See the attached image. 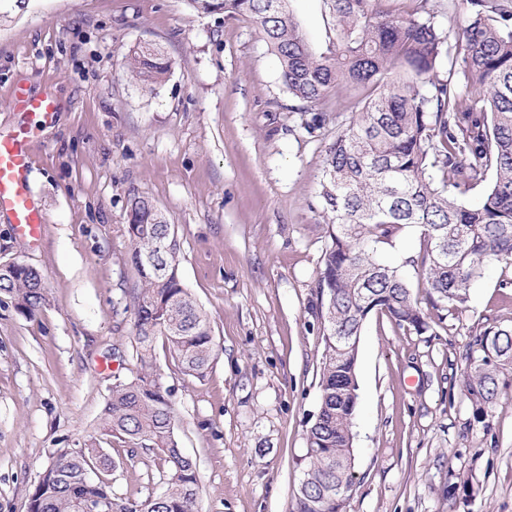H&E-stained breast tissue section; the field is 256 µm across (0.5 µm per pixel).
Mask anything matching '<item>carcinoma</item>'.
<instances>
[{
  "label": "carcinoma",
  "mask_w": 512,
  "mask_h": 512,
  "mask_svg": "<svg viewBox=\"0 0 512 512\" xmlns=\"http://www.w3.org/2000/svg\"><path fill=\"white\" fill-rule=\"evenodd\" d=\"M334 18L332 48L315 55L288 0H188L204 13L253 19L273 48L288 93L313 106L354 91L362 107L325 151L318 203L329 243L317 279L323 321L319 409L306 431V453L294 512H338L336 499L354 481L350 435L358 404L357 348L338 336H359L367 316L385 314L400 328H430L400 268L381 260L403 230L420 232L407 263L418 270L426 300L463 311L469 289L491 262L512 265V0H466L468 17L455 42L459 78H439L448 35L434 0H325ZM127 72L154 89L170 62L149 46L124 57ZM329 115L300 123L309 136ZM476 204L463 196L478 184ZM134 328L140 369L115 377L96 434L59 455L57 469L39 479L28 512H84L105 501L112 512H197L196 465L178 445L175 413L156 371L154 343L162 339L180 370L206 375L214 356L213 328L179 275L180 245L172 225L148 197L129 196ZM0 293L33 314L48 301L40 272L11 265L0 272ZM480 351V356L473 355ZM463 392L473 421L496 403L500 375L512 369V327L490 318L473 331ZM118 440L161 454L165 490L142 502L112 492L103 473L115 462L102 443ZM471 477L453 473L448 496L467 494Z\"/></svg>",
  "instance_id": "cac0c4a2"
}]
</instances>
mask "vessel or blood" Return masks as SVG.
I'll return each instance as SVG.
<instances>
[{"mask_svg": "<svg viewBox=\"0 0 512 512\" xmlns=\"http://www.w3.org/2000/svg\"><path fill=\"white\" fill-rule=\"evenodd\" d=\"M12 98L23 119L11 131L0 133V214H8L15 236L31 244L41 240L45 222L28 181L31 142L37 123L49 122L58 104L52 94H32L21 82L13 86Z\"/></svg>", "mask_w": 512, "mask_h": 512, "instance_id": "obj_1", "label": "vessel or blood"}]
</instances>
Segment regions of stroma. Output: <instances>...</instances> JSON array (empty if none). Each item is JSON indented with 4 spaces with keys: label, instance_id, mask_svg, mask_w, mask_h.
<instances>
[{
    "label": "stroma",
    "instance_id": "35a3bbf8",
    "mask_svg": "<svg viewBox=\"0 0 512 512\" xmlns=\"http://www.w3.org/2000/svg\"><path fill=\"white\" fill-rule=\"evenodd\" d=\"M289 8L326 52L325 0ZM144 43L171 62L154 91L121 69L123 53ZM19 79L60 108L32 140L40 246L0 216V263L36 268L49 289L30 315L0 294V512H28L48 462L96 428L113 375L139 368L140 278L125 228L133 191L172 225L182 282L213 327L216 357L201 379L155 345L179 446L196 464L198 512H293L319 405V180L358 96L328 104L338 121L308 136L255 23L186 0H26L0 20V132L22 119L11 97ZM427 315L421 334L379 312L363 325L347 512H512V372L485 424H471L462 391L471 331L488 317L512 326V266L488 263L465 310ZM107 452L114 494L141 502L162 492L156 451L116 441ZM460 469L472 471L474 491L448 497Z\"/></svg>",
    "mask_w": 512,
    "mask_h": 512
}]
</instances>
